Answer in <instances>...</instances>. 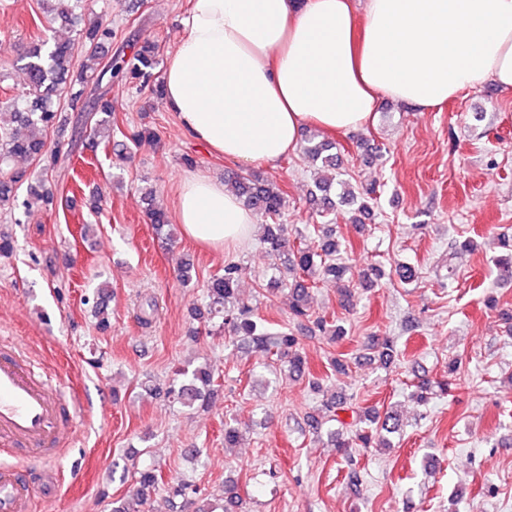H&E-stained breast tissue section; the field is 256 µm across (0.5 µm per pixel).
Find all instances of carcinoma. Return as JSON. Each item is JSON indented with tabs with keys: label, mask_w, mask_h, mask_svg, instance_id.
I'll return each mask as SVG.
<instances>
[{
	"label": "carcinoma",
	"mask_w": 512,
	"mask_h": 512,
	"mask_svg": "<svg viewBox=\"0 0 512 512\" xmlns=\"http://www.w3.org/2000/svg\"><path fill=\"white\" fill-rule=\"evenodd\" d=\"M56 8L47 17V22L62 27L72 26L82 19L78 11L85 10L84 0H53ZM112 23L96 15L84 23L79 30L78 42L84 48V57L76 61L74 42L56 39L52 42L41 40L29 47L25 54L27 75L26 92L11 103L12 126L0 130V207L15 202L20 173L11 168L15 158H42L46 154L58 156L62 146L46 149L43 132L56 125L63 126L59 113L61 98L77 108L84 105L86 98L94 97V105L87 117L90 130L97 134L111 126H118L112 120V82H126L139 88L160 91L162 84L156 69L159 65L157 45L144 41L137 46L132 56H126L122 49L108 56L106 46L112 45ZM133 144L152 141L156 131L147 125L128 129L125 134ZM311 162L321 163L330 172L315 183L311 192L313 214L320 223L315 225L319 232L320 250L314 251L295 241L302 240L303 232L295 230V236L288 233V225L281 223L287 206V199L276 181L259 171L231 173L224 180L228 190L244 199L247 207L263 218L261 242L274 252L280 266L267 282L270 291H288V314L294 321L311 324L312 334L330 335L333 338L344 336V329L337 325L329 329L325 317L316 316L310 309L309 299L314 283L321 276H330L342 281L350 273V266L343 261L346 248L336 239L333 220L336 216V200L349 204L358 203L353 222L361 223L360 216L370 214V200L376 193L375 185H370L358 197L352 186L343 180H336V173L342 172L345 165L343 154L338 151L336 142L320 133H312L303 147ZM51 190L45 184L30 186L23 206L30 211L49 203ZM152 228L158 234L171 227L167 213L159 207L148 209ZM505 253L496 257L499 269L512 277V241L501 239ZM249 268L243 262L230 261L224 264L223 273L213 276L207 285L202 305L194 308L195 316L211 322L219 320V326L228 332L236 343L252 345L275 358L279 368L288 374L303 376L307 369V359L298 337L290 329L267 326L258 317L253 304L239 296V285ZM367 349L381 358L393 353V341L385 337L373 338ZM184 379L174 381L166 388V394L185 407L204 405L207 398L217 392L215 380L219 373L210 366L196 368L183 373ZM319 418L307 419L322 426L335 422L339 428L328 430L334 446L368 448L372 445L385 446L386 435L397 432L401 423L397 415L388 413L379 418L372 411H362L355 405L334 397L322 401L318 407ZM135 487L124 500L113 507V512H145L144 505L161 483L162 477L152 467H142L136 471ZM242 503L237 492V483L229 479L217 498V503L207 504L199 512H234Z\"/></svg>",
	"instance_id": "1"
}]
</instances>
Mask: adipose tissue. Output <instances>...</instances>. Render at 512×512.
<instances>
[{
    "label": "adipose tissue",
    "mask_w": 512,
    "mask_h": 512,
    "mask_svg": "<svg viewBox=\"0 0 512 512\" xmlns=\"http://www.w3.org/2000/svg\"><path fill=\"white\" fill-rule=\"evenodd\" d=\"M182 26L166 108L240 166L276 163L310 126L360 130L387 100L422 112L488 82L512 91V0H194ZM177 217L212 248L255 222L198 174L181 182Z\"/></svg>",
    "instance_id": "obj_1"
}]
</instances>
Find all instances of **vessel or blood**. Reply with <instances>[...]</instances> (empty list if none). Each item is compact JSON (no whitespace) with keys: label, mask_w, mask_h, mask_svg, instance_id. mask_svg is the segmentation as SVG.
Returning <instances> with one entry per match:
<instances>
[{"label":"vessel or blood","mask_w":512,"mask_h":512,"mask_svg":"<svg viewBox=\"0 0 512 512\" xmlns=\"http://www.w3.org/2000/svg\"><path fill=\"white\" fill-rule=\"evenodd\" d=\"M69 371L46 368L18 344L0 341V512H31L35 492L59 482L30 460L56 458L78 432L75 408L86 402Z\"/></svg>","instance_id":"b4317fda"}]
</instances>
